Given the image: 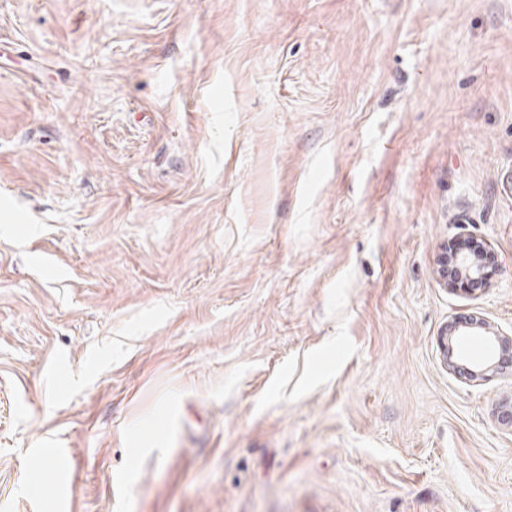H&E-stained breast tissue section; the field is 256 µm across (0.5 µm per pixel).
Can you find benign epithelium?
<instances>
[{"instance_id": "obj_1", "label": "benign epithelium", "mask_w": 512, "mask_h": 512, "mask_svg": "<svg viewBox=\"0 0 512 512\" xmlns=\"http://www.w3.org/2000/svg\"><path fill=\"white\" fill-rule=\"evenodd\" d=\"M491 258V252L482 242H476L466 254L448 258L442 254L438 259L437 276L445 288H467L483 281L482 267ZM478 334L487 338L494 348L491 360L486 364H479L472 368L457 362L454 348L448 342H443L442 351L444 363L456 372H462L473 380H489L498 375L512 373V337H506L489 330L483 318L473 316L464 322H452L445 326L443 335H470Z\"/></svg>"}]
</instances>
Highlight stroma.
Listing matches in <instances>:
<instances>
[{"label":"stroma","mask_w":512,"mask_h":512,"mask_svg":"<svg viewBox=\"0 0 512 512\" xmlns=\"http://www.w3.org/2000/svg\"><path fill=\"white\" fill-rule=\"evenodd\" d=\"M473 315L512 0H0V512H512ZM490 258L491 252L482 241L474 243L469 253L456 255L449 262L446 251L438 259L437 276L440 285L444 288H467L482 283L481 270Z\"/></svg>","instance_id":"stroma-1"}]
</instances>
